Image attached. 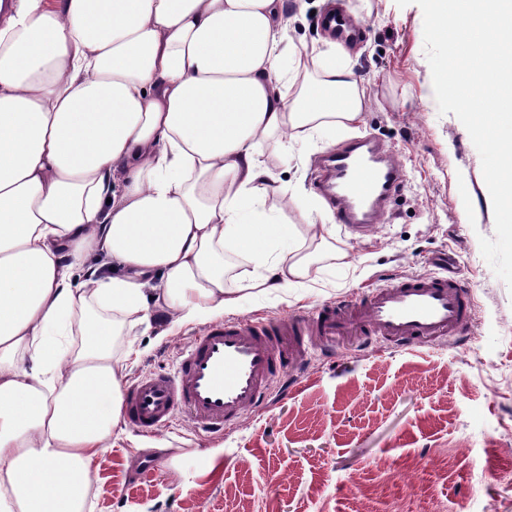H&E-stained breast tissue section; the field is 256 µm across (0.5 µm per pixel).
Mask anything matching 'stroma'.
Returning a JSON list of instances; mask_svg holds the SVG:
<instances>
[{
	"label": "stroma",
	"mask_w": 512,
	"mask_h": 512,
	"mask_svg": "<svg viewBox=\"0 0 512 512\" xmlns=\"http://www.w3.org/2000/svg\"><path fill=\"white\" fill-rule=\"evenodd\" d=\"M337 2L362 32L348 50L359 119L287 157L259 149L276 186L314 201L318 156L353 137L382 142L406 182L370 232L330 224L338 256L313 262L307 287L242 298L236 315L302 314L395 277L448 272L473 294V323L417 350L344 340L335 356L313 353L299 384L221 435L181 418L152 436L120 426L93 464L87 512H512V290L480 251V237L495 235L480 155L460 120L438 110L421 8ZM302 5L298 46L326 35L325 4L288 0L287 11ZM199 331L137 326L118 337L126 383L174 372ZM140 460L152 469L136 471Z\"/></svg>",
	"instance_id": "obj_1"
}]
</instances>
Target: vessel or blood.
<instances>
[{"label": "vessel or blood", "instance_id": "vessel-or-blood-1", "mask_svg": "<svg viewBox=\"0 0 512 512\" xmlns=\"http://www.w3.org/2000/svg\"><path fill=\"white\" fill-rule=\"evenodd\" d=\"M322 24L341 43L359 36L338 11L326 14ZM316 170V190L337 223L347 225L378 223L384 204L405 181L402 166L368 136L327 151ZM472 319V295L456 278L427 275L402 277L305 314L219 321L180 351L176 374H149L130 387L125 417L143 435L179 416L195 432L220 434L262 406L275 383L298 380L311 350L334 352L348 337L412 350L458 335Z\"/></svg>", "mask_w": 512, "mask_h": 512}]
</instances>
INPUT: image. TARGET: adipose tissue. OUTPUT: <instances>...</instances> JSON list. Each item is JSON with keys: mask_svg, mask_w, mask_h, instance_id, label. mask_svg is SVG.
Masks as SVG:
<instances>
[{"mask_svg": "<svg viewBox=\"0 0 512 512\" xmlns=\"http://www.w3.org/2000/svg\"><path fill=\"white\" fill-rule=\"evenodd\" d=\"M362 110L348 56L292 47L284 0H0V512H85L126 325L303 287L257 146ZM228 245L254 265L233 288Z\"/></svg>", "mask_w": 512, "mask_h": 512, "instance_id": "obj_1", "label": "adipose tissue"}]
</instances>
